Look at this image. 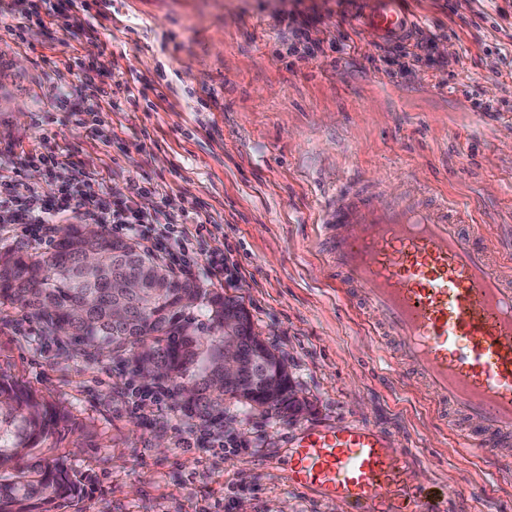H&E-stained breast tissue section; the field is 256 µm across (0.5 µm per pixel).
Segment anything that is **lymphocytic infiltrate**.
Returning a JSON list of instances; mask_svg holds the SVG:
<instances>
[{"label":"lymphocytic infiltrate","mask_w":512,"mask_h":512,"mask_svg":"<svg viewBox=\"0 0 512 512\" xmlns=\"http://www.w3.org/2000/svg\"><path fill=\"white\" fill-rule=\"evenodd\" d=\"M57 165L55 156L38 152L21 154L12 162L7 172H0V232L11 233L17 225L26 224L34 228L37 237L52 242L50 225L57 214L67 211L70 206L83 207L88 219L109 213L111 222L108 231L115 237L140 236L141 225H152L153 236H140L145 250H153L157 241H166L172 249L176 263L184 269L196 261L194 243L202 237L207 226L205 222H185L180 215L166 209L147 214L137 205L144 188L135 184L130 188L123 207L107 210L104 200V185L97 175L78 173L73 182L60 189L56 201H48L43 194L33 189L24 180L22 169L29 164Z\"/></svg>","instance_id":"obj_1"}]
</instances>
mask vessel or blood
Returning <instances> with one entry per match:
<instances>
[{
    "mask_svg": "<svg viewBox=\"0 0 512 512\" xmlns=\"http://www.w3.org/2000/svg\"><path fill=\"white\" fill-rule=\"evenodd\" d=\"M405 0H369L361 29L380 43L408 41ZM382 184L336 188L319 246L344 296L370 314L399 376L418 377L460 447L482 458L512 441V265L447 202L421 189L380 207ZM464 351H457V343ZM406 449L368 425L306 428L294 442L289 483L342 501L347 512H438L450 489L416 486Z\"/></svg>",
    "mask_w": 512,
    "mask_h": 512,
    "instance_id": "1",
    "label": "vessel or blood"
}]
</instances>
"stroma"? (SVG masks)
Listing matches in <instances>:
<instances>
[{
	"instance_id": "stroma-1",
	"label": "stroma",
	"mask_w": 512,
	"mask_h": 512,
	"mask_svg": "<svg viewBox=\"0 0 512 512\" xmlns=\"http://www.w3.org/2000/svg\"><path fill=\"white\" fill-rule=\"evenodd\" d=\"M12 3L0 0V160L35 148L60 160L25 173L44 194L94 172L113 204L148 181L164 194L139 198L144 212L209 220L191 278L242 300L306 403L286 420L226 402L224 438L248 454L187 449L200 420L171 404L135 413L129 371L65 352V337L10 307L0 369L70 415L48 445L84 490L61 512H344L289 485V443L351 421L409 449L414 483L456 488L442 512H512V477L458 450L317 247L337 183L354 179L386 182L383 205L429 185L512 254V0H407L411 56L359 30L363 0H85L61 14ZM15 24L26 44L6 33Z\"/></svg>"
}]
</instances>
